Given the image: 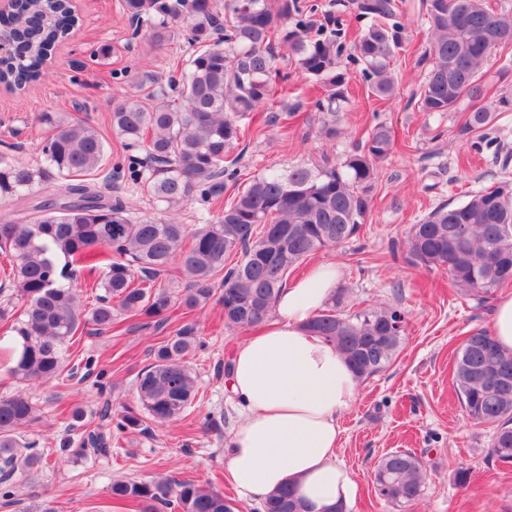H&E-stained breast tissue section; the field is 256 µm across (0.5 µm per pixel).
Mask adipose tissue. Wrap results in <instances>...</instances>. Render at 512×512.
Here are the masks:
<instances>
[{
  "mask_svg": "<svg viewBox=\"0 0 512 512\" xmlns=\"http://www.w3.org/2000/svg\"><path fill=\"white\" fill-rule=\"evenodd\" d=\"M340 278L339 265L321 262L288 281L273 320L231 354L226 389L240 420L224 445V476L241 502L291 486L313 512H332L356 495L336 451L359 381L335 344L309 328Z\"/></svg>",
  "mask_w": 512,
  "mask_h": 512,
  "instance_id": "obj_1",
  "label": "adipose tissue"
}]
</instances>
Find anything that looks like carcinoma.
I'll use <instances>...</instances> for the list:
<instances>
[{"mask_svg": "<svg viewBox=\"0 0 512 512\" xmlns=\"http://www.w3.org/2000/svg\"><path fill=\"white\" fill-rule=\"evenodd\" d=\"M430 29L429 62L415 93L421 112H452L470 104L465 126L482 148L495 113L480 102L486 95L481 68L498 50L512 49V14L490 11L484 0H423ZM355 18L368 21L351 41L348 18L302 7L298 0H121V9L157 47L184 22L193 52L179 80L181 102L148 107L136 95L112 109V130L125 142L123 161L109 176L147 188L158 202L177 205L198 197L204 211L191 229L175 218H130L123 200L107 198L86 182L102 170L105 142L86 118L53 122L38 146L36 167L0 159V197L34 195L58 178L66 180L56 199L18 220L0 219V255L8 258L0 286V323L7 325V375L47 383L62 375L64 355L81 341L77 333L112 330L116 317L154 319L175 306L191 312L211 299L221 307L224 327L250 329L270 320L292 269L311 253L336 248L359 235L373 205L378 164L395 149L391 128L376 124L364 143L333 163L294 165L254 178L243 192L224 199L236 181L227 153L244 137L254 113L273 104L277 49L294 57L301 75L321 94L313 107L326 113V134H336V113L348 103L350 68L360 69L371 95L391 96V64L405 29L395 0H352ZM70 0H20L0 16V28L19 36L25 61L0 67V84L21 90L43 78L57 40L74 26ZM392 251L407 262L440 271L481 307L495 291L512 284V186L480 190L458 203H441ZM238 260L225 264L231 253ZM179 261L190 283L184 293L163 279ZM99 271L93 306H79L78 273ZM408 313L393 306H367L343 314L336 306L320 312L310 329L336 344L359 379L386 368L399 351ZM196 323L188 319L154 351L138 376V405L112 409L105 401L97 425L71 413L60 454L107 466L112 444L128 431H145L179 416L195 398L196 377L186 356L202 348ZM453 386L468 417L493 430L492 456L512 463V353L491 330H470L454 353ZM39 420L38 406L21 391L0 394V500L31 483L51 450L24 439L20 430ZM426 483L413 453L383 456L374 472L377 496L405 507L417 502ZM111 497L137 512H234L213 483L195 480H114ZM261 512H310L295 491L273 493Z\"/></svg>", "mask_w": 512, "mask_h": 512, "instance_id": "1", "label": "carcinoma"}]
</instances>
